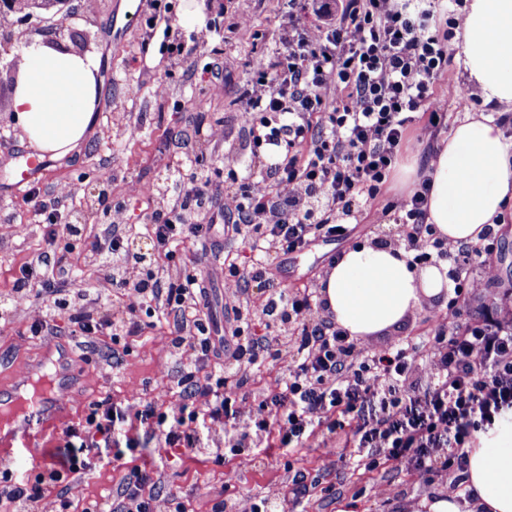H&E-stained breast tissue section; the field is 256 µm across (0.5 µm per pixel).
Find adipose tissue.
<instances>
[{"mask_svg":"<svg viewBox=\"0 0 512 512\" xmlns=\"http://www.w3.org/2000/svg\"><path fill=\"white\" fill-rule=\"evenodd\" d=\"M455 60L482 102L512 111V0H471ZM99 60L35 38L13 101L28 144L53 158L84 143L100 103ZM427 223L452 244H478L512 207V140L493 119L458 121L435 146ZM320 298L337 326L367 339L400 327L423 299L447 295L437 267H418L401 247L364 243L348 248L320 280ZM466 455L465 481L475 497L423 501L425 512H512V414L477 432Z\"/></svg>","mask_w":512,"mask_h":512,"instance_id":"obj_1","label":"adipose tissue"}]
</instances>
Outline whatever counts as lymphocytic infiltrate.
Here are the masks:
<instances>
[{"mask_svg":"<svg viewBox=\"0 0 512 512\" xmlns=\"http://www.w3.org/2000/svg\"><path fill=\"white\" fill-rule=\"evenodd\" d=\"M462 0H277L275 47L262 51L252 76L238 90L239 119L248 126L254 149L280 148L256 178L239 177L236 160L224 168V210L215 216L202 206L211 176L175 170L170 190L177 205L153 216L147 230L155 247L196 242L217 219L250 247L286 255L305 249L316 235L345 236L352 219L372 210L376 222L394 217L404 228L413 263L447 264L456 297L483 287L493 275L498 235L487 231L482 248L467 251L437 237L427 224L429 177L407 196L374 203L402 154L419 111L429 120L420 130L431 135L444 120L449 99H477L462 88L449 69L448 38L460 27ZM142 52L187 59L212 43L218 28L207 21L189 35L173 32L170 0H151ZM446 13L437 23V13ZM447 84L446 96L435 92ZM124 238L110 234L92 244L103 275L92 290L69 294L65 287L76 260L58 251L55 238L27 266L12 286L11 302L30 293L40 279L45 298L34 320L33 335L53 333L58 319H68L76 336L105 335L113 344L137 335L142 306L174 315L177 334L172 350L185 360L184 384L193 386L180 415L168 417L150 402L132 407L121 402L91 405L78 426L63 436L67 459L48 466L33 480L17 482L0 465V494L32 502L59 488L70 475L86 469L92 450L112 445L118 424L149 429L165 453L182 456L202 446L195 428L206 418L212 435L224 438L234 456L276 435L283 451L299 447L315 426L344 432L349 455L358 467L374 470L380 461L405 468L413 481L429 482L433 471L463 467L475 432L512 413V299H501L494 315L466 325L441 321L420 346L397 343L375 349L355 343L336 326L317 288L273 292L280 326L289 330L294 356L288 380L257 407L238 403L243 378L255 366L281 354L266 337L249 335L254 313L239 292L225 296L235 324L214 341L209 306L198 275L162 283L150 266L120 273L117 258ZM479 266L483 277L470 272ZM135 294L119 319L99 316V302L115 294ZM221 371H207L214 358Z\"/></svg>","mask_w":512,"mask_h":512,"instance_id":"obj_1","label":"lymphocytic infiltrate"}]
</instances>
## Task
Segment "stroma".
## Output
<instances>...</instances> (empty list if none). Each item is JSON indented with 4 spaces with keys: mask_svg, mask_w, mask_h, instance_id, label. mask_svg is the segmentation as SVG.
Here are the masks:
<instances>
[{
    "mask_svg": "<svg viewBox=\"0 0 512 512\" xmlns=\"http://www.w3.org/2000/svg\"><path fill=\"white\" fill-rule=\"evenodd\" d=\"M224 37L219 47L198 49L191 66L174 64L154 56V77L165 85L157 94L143 84L138 39L147 12L146 0H72L71 14L58 20L42 12L16 25L25 34H40L73 43L76 53L100 56L98 82L101 105L95 112L88 138L79 152L63 159L45 158L31 188L38 198L52 199L68 182L83 185L80 202L62 206V223H74L75 210H83L88 232L103 233L113 213H120L130 232L143 233L158 207L155 195L173 169L184 166L187 157L203 160L216 188L205 199L212 211L224 202L219 169L225 157H235L260 171L252 155L247 128L240 122V103L235 95L249 79V64L261 49L273 48L276 0H223ZM252 17V32L244 34L234 22L239 14ZM222 77L223 94H215L211 82ZM10 86L0 81V158L25 159L33 153L22 140L12 112ZM224 122V140L212 143L198 134V122ZM109 170L112 181L106 197L94 195L100 170ZM16 175L12 167L0 166V296L9 293L21 267L44 247L45 226L28 195L12 190ZM499 257L493 279L479 293L467 295L460 306L458 322L475 315H492L495 301L512 295V209H507L499 227ZM402 244L403 235L394 222L375 223L371 213L358 215L348 238L316 241L298 255L280 256L274 279L287 291L309 287L332 267L338 253L363 242ZM196 272L208 290L209 313L214 336L228 333L233 315L224 308V268L197 264ZM38 304L27 299L5 319H0V384L22 376L35 364L45 344L44 336L32 335L29 326ZM448 313L447 299L430 301L414 311L405 323L390 333L369 339V346L382 348L401 339L427 335ZM175 322L142 330L121 345L104 337H75L68 329L54 334L55 343L66 350L75 371L70 423H78L88 405L114 400L135 404L155 402L168 415L178 414L184 403L179 385L182 364L168 347ZM290 357L268 359L260 371L250 374L240 394L244 405L276 390L288 376ZM36 453L18 446L11 463L13 477L30 478L45 465L62 458V440L33 434ZM30 444V445H31ZM343 433L316 432L289 454H282L275 437L265 438L248 455L217 460L221 442L205 440L192 457L158 452V443L142 437L141 445L126 452L123 465L110 463L105 455H91L90 467L73 475L64 491L75 512L98 506L100 512H116L122 500V480L129 467L151 472V495L158 512H168L169 499L178 496L188 512H212L215 503L227 504L226 512H238L243 498H276L282 512H408L411 505L450 491V476H434L430 484L413 485L406 471L381 463L367 472L338 461ZM393 495L391 505H382L379 489Z\"/></svg>",
    "mask_w": 512,
    "mask_h": 512,
    "instance_id": "1",
    "label": "stroma"
}]
</instances>
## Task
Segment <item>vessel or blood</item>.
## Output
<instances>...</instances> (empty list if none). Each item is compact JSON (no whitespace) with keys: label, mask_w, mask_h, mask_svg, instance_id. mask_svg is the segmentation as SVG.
I'll return each mask as SVG.
<instances>
[{"label":"vessel or blood","mask_w":512,"mask_h":512,"mask_svg":"<svg viewBox=\"0 0 512 512\" xmlns=\"http://www.w3.org/2000/svg\"><path fill=\"white\" fill-rule=\"evenodd\" d=\"M70 386L65 359L47 356L0 390V460L13 457L14 446L33 429L61 434Z\"/></svg>","instance_id":"vessel-or-blood-1"}]
</instances>
